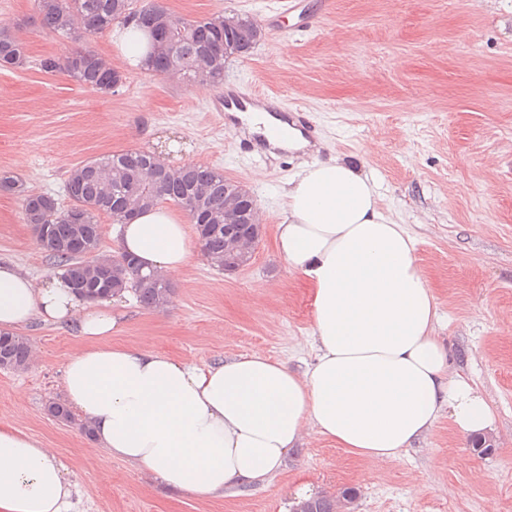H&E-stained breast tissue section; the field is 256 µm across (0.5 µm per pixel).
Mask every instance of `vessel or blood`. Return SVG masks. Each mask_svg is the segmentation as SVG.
I'll use <instances>...</instances> for the list:
<instances>
[{
	"instance_id": "obj_1",
	"label": "vessel or blood",
	"mask_w": 512,
	"mask_h": 512,
	"mask_svg": "<svg viewBox=\"0 0 512 512\" xmlns=\"http://www.w3.org/2000/svg\"><path fill=\"white\" fill-rule=\"evenodd\" d=\"M221 100L224 104V121L228 124H239L241 114L260 109L269 112L282 123L299 129L303 134H312L314 130L306 112L288 106L275 93L260 91L235 81L224 84Z\"/></svg>"
}]
</instances>
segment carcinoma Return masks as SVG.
Returning <instances> with one entry per match:
<instances>
[{
  "label": "carcinoma",
  "mask_w": 512,
  "mask_h": 512,
  "mask_svg": "<svg viewBox=\"0 0 512 512\" xmlns=\"http://www.w3.org/2000/svg\"><path fill=\"white\" fill-rule=\"evenodd\" d=\"M41 27L53 34L88 39L125 27L136 16L153 18L167 28V46L150 53L147 70L157 76H173L187 85L222 86L224 61L229 56L250 52L261 37V30L249 18L239 17L233 27L224 29V17L188 20L149 0L135 6V0H37ZM27 64L25 44L17 36L0 32V66L22 69ZM45 73L60 72L77 85L108 95L123 84L125 75L112 67L89 46L66 58L46 56L39 62ZM230 179L224 172L203 164L172 168L153 152L128 149L90 158L71 170L64 191L70 206L62 209L57 199L34 193L10 176L0 177V191L23 196L26 222L31 224L37 242L64 271L76 291L96 301L105 291L111 296L130 292L148 309L159 310L169 302L172 290L153 273H139V265L112 271V261L99 259L100 215L112 223L126 219L130 206L145 210L169 201L188 214L224 209V194ZM202 251L217 268H224L228 240L224 223L196 228ZM30 363L27 339L14 332L0 333V370H23ZM356 492L346 488L339 496L321 495L296 512H339L350 509Z\"/></svg>",
  "instance_id": "1"
}]
</instances>
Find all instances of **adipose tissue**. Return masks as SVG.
<instances>
[{
	"label": "adipose tissue",
	"mask_w": 512,
	"mask_h": 512,
	"mask_svg": "<svg viewBox=\"0 0 512 512\" xmlns=\"http://www.w3.org/2000/svg\"><path fill=\"white\" fill-rule=\"evenodd\" d=\"M283 197L276 250L313 293L314 359L301 373L259 351L201 367L112 344L110 309L63 275L38 287L0 262V329L39 318L76 323L88 339L62 384L96 444L200 499L270 481L311 433L363 459L395 460L440 416L464 433L493 421L476 386L449 370L415 239L384 213L376 181L336 157L302 166ZM119 246L167 276L195 248L188 225L160 205L122 225ZM72 494L39 440L0 428V512H69Z\"/></svg>",
	"instance_id": "obj_1"
}]
</instances>
